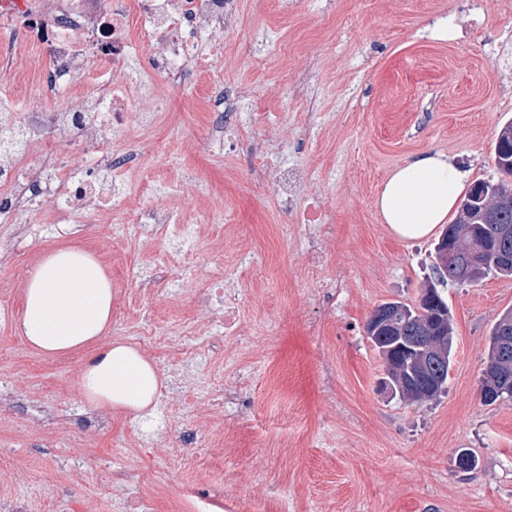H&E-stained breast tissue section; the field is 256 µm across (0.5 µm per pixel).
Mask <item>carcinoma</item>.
<instances>
[{"label":"carcinoma","mask_w":512,"mask_h":512,"mask_svg":"<svg viewBox=\"0 0 512 512\" xmlns=\"http://www.w3.org/2000/svg\"><path fill=\"white\" fill-rule=\"evenodd\" d=\"M496 178L475 181L470 192L461 201L459 216L448 225L445 238L437 241L434 252L443 248H454L461 259L469 255H481L493 248L512 249V238L504 241L503 229L512 228V194L498 192L501 185L512 187V121L501 127L492 150ZM435 276L425 280L420 293L438 290L449 283L460 282V267L457 264L441 268L433 264ZM512 277V262L492 264L480 261L473 266L469 284H478L490 276ZM387 311L388 326L384 328V338H372L386 368L385 380L393 388V394L403 400L423 403L440 397L437 391L424 387L416 376V370L427 368L431 373L447 382L451 368V355L454 345L453 317L450 311L440 313L430 307L425 300L410 305L400 301L380 304ZM512 336V309L504 311L490 330L487 348V364L481 378V399L486 405L499 400H512V395L495 394L498 380L491 374L496 364L498 348L503 336ZM456 464L463 471L477 467L478 458L468 448L456 450Z\"/></svg>","instance_id":"obj_1"}]
</instances>
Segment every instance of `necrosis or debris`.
Segmentation results:
<instances>
[{"mask_svg": "<svg viewBox=\"0 0 512 512\" xmlns=\"http://www.w3.org/2000/svg\"><path fill=\"white\" fill-rule=\"evenodd\" d=\"M233 16L234 0H0V23L25 35L17 49L0 53V75L25 93L40 85L47 97L86 82L94 87L93 95L73 97L66 109L48 113L32 107L15 115L18 131L37 151L25 168L0 169V184L23 181L26 193L22 199L0 194V223H11L19 203L44 197L60 213L90 205L134 211L123 188L127 160L91 138V130L105 119L116 132L134 124L149 127L163 107L160 83L175 85L201 71L221 70ZM243 97L242 91L224 87L207 97L206 111L218 116L214 135L237 130ZM60 143L69 155L91 160V168L57 162ZM49 165L62 184L51 195L41 185Z\"/></svg>", "mask_w": 512, "mask_h": 512, "instance_id": "1", "label": "necrosis or debris"}]
</instances>
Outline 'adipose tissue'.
I'll use <instances>...</instances> for the list:
<instances>
[{
    "label": "adipose tissue",
    "instance_id": "1",
    "mask_svg": "<svg viewBox=\"0 0 512 512\" xmlns=\"http://www.w3.org/2000/svg\"><path fill=\"white\" fill-rule=\"evenodd\" d=\"M470 184V173L447 155L422 154L393 169L381 183L375 208L398 238L433 235L448 223ZM19 328L40 353L92 347L79 377L88 404L103 411L141 413L153 403L160 377L133 345L104 340L112 311V284L90 254L55 250L29 272Z\"/></svg>",
    "mask_w": 512,
    "mask_h": 512
}]
</instances>
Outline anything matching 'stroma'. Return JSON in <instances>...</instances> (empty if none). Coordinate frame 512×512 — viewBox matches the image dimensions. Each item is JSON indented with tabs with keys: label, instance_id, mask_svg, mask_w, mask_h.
I'll use <instances>...</instances> for the list:
<instances>
[{
	"label": "stroma",
	"instance_id": "obj_1",
	"mask_svg": "<svg viewBox=\"0 0 512 512\" xmlns=\"http://www.w3.org/2000/svg\"><path fill=\"white\" fill-rule=\"evenodd\" d=\"M225 86L247 98L248 140L275 131L274 164L300 169L297 209L279 207L247 142L208 138L193 109L218 78L169 89L150 144L130 138L131 186L179 189L197 227L195 274L174 286L158 260L171 231H123L131 213L56 219L20 210L0 223V512H178L188 480L209 478L227 512H512V400L484 405L491 327L512 308V278L448 285L455 341L446 392L411 405L380 389L365 333L387 301L415 303L435 237L404 241L374 207L388 173L441 152L492 179L493 143L512 120V0H237ZM449 20L448 37L430 31ZM320 208V223L302 207ZM89 252L112 281L110 338L155 365L145 414L93 409L78 385L89 349L46 355L18 328L22 286L51 250ZM242 326L214 327L209 291L240 249ZM196 429L182 455L176 436ZM471 449L479 465L455 463Z\"/></svg>",
	"mask_w": 512,
	"mask_h": 512
}]
</instances>
